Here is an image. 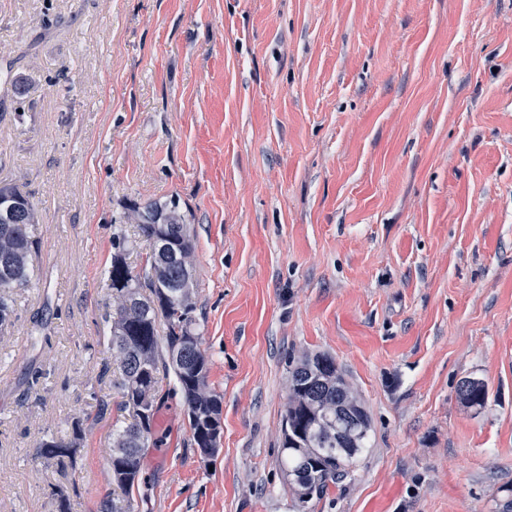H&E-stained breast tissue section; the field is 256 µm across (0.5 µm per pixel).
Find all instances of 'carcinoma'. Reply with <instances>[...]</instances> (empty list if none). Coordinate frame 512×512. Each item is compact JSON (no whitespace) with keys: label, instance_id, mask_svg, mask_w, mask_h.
Listing matches in <instances>:
<instances>
[{"label":"carcinoma","instance_id":"cac0c4a2","mask_svg":"<svg viewBox=\"0 0 512 512\" xmlns=\"http://www.w3.org/2000/svg\"><path fill=\"white\" fill-rule=\"evenodd\" d=\"M129 218L150 252L137 273L126 262L133 244L123 235L112 238L110 343L119 375L114 385L130 420L112 429V485L129 493L139 482L142 461L155 422L161 380L174 377L183 400L192 445L204 453L201 439L220 416L221 398L208 384V357L201 348L191 258L194 237L187 214L176 200L130 207ZM38 224L29 199L10 182L0 181V312L14 313L8 290L31 282ZM288 401L282 433V465L299 512L329 487L351 477L367 447L370 416L352 391L336 360L324 353L289 361ZM470 388L459 397L468 407H485L483 382L467 378ZM83 434L74 426L68 440H46L40 455L59 466L73 459Z\"/></svg>","mask_w":512,"mask_h":512}]
</instances>
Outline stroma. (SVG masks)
<instances>
[{"mask_svg": "<svg viewBox=\"0 0 512 512\" xmlns=\"http://www.w3.org/2000/svg\"><path fill=\"white\" fill-rule=\"evenodd\" d=\"M0 179L39 253L0 332V512L112 490V238L178 198L222 397L200 458L162 381L133 512H297L288 360L335 358L371 419L310 512L512 498V0H0ZM482 380L481 411L456 394ZM109 414L95 421L99 403ZM61 470L39 454L73 422Z\"/></svg>", "mask_w": 512, "mask_h": 512, "instance_id": "35a3bbf8", "label": "stroma"}]
</instances>
